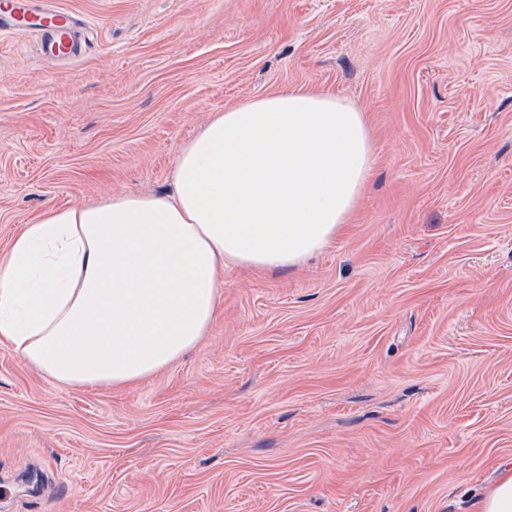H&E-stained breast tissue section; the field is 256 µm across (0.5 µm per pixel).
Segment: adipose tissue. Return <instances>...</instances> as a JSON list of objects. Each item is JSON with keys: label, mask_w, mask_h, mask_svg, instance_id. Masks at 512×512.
Segmentation results:
<instances>
[{"label": "adipose tissue", "mask_w": 512, "mask_h": 512, "mask_svg": "<svg viewBox=\"0 0 512 512\" xmlns=\"http://www.w3.org/2000/svg\"><path fill=\"white\" fill-rule=\"evenodd\" d=\"M375 158L362 112L292 89L215 113L163 195L50 209L0 260V345L70 387H123L206 336L225 267H301L348 224Z\"/></svg>", "instance_id": "obj_1"}]
</instances>
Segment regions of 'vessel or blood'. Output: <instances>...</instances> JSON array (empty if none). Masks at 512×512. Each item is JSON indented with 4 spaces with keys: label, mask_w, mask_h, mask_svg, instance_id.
<instances>
[{
    "label": "vessel or blood",
    "mask_w": 512,
    "mask_h": 512,
    "mask_svg": "<svg viewBox=\"0 0 512 512\" xmlns=\"http://www.w3.org/2000/svg\"><path fill=\"white\" fill-rule=\"evenodd\" d=\"M80 20L51 0H0V32L37 34L42 54L69 59L81 51Z\"/></svg>",
    "instance_id": "1"
}]
</instances>
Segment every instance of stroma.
I'll use <instances>...</instances> for the list:
<instances>
[{
	"mask_svg": "<svg viewBox=\"0 0 512 512\" xmlns=\"http://www.w3.org/2000/svg\"><path fill=\"white\" fill-rule=\"evenodd\" d=\"M0 35V254L54 207L161 194L183 144L306 87L372 175L296 270L224 269L199 346L72 388L0 346V512H480L512 463V0H56ZM80 20L50 0H2L0 32L20 35L35 33L40 51L58 59H70L81 52L78 32Z\"/></svg>",
	"mask_w": 512,
	"mask_h": 512,
	"instance_id": "stroma-1",
	"label": "stroma"
}]
</instances>
